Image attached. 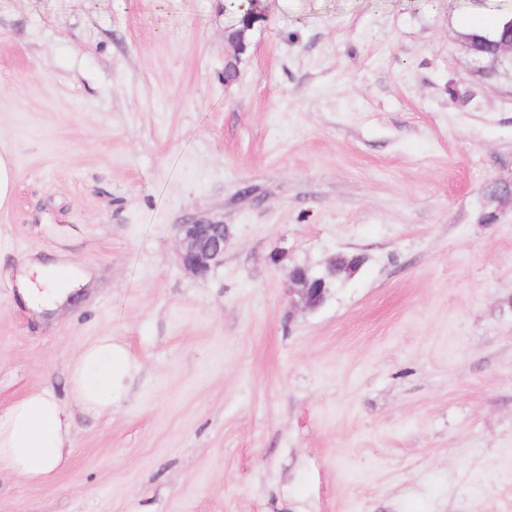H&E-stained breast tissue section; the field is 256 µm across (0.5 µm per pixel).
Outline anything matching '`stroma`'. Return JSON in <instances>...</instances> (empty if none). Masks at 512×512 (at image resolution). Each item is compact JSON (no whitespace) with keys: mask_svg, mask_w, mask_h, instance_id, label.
I'll return each mask as SVG.
<instances>
[{"mask_svg":"<svg viewBox=\"0 0 512 512\" xmlns=\"http://www.w3.org/2000/svg\"><path fill=\"white\" fill-rule=\"evenodd\" d=\"M265 6L228 81L224 0H0V414L98 337L133 367L0 512H512V71L464 38L512 0ZM30 258L90 281L34 314ZM226 234L224 224L193 222L178 225L182 267L194 276H206L223 260ZM330 275H333L330 268L324 274L314 272L308 267L303 268V274L297 273L294 269L288 270V288L297 296L296 304L307 311L320 308L332 287L328 279Z\"/></svg>","mask_w":512,"mask_h":512,"instance_id":"stroma-1","label":"stroma"}]
</instances>
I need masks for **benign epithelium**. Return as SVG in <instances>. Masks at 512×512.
Returning a JSON list of instances; mask_svg holds the SVG:
<instances>
[{
    "mask_svg": "<svg viewBox=\"0 0 512 512\" xmlns=\"http://www.w3.org/2000/svg\"><path fill=\"white\" fill-rule=\"evenodd\" d=\"M472 60L491 75L498 65H512V16L506 18L500 34L485 39V44H467ZM227 229L222 224L193 222L180 224L177 228L179 259L189 273L206 276L220 264L224 257V241ZM332 271L317 273L303 268L299 274L290 269L287 272L289 291L297 296L296 304L303 310L314 311L322 306L330 292Z\"/></svg>",
    "mask_w": 512,
    "mask_h": 512,
    "instance_id": "7a95c632",
    "label": "benign epithelium"
}]
</instances>
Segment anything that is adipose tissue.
Here are the masks:
<instances>
[{
    "label": "adipose tissue",
    "mask_w": 512,
    "mask_h": 512,
    "mask_svg": "<svg viewBox=\"0 0 512 512\" xmlns=\"http://www.w3.org/2000/svg\"><path fill=\"white\" fill-rule=\"evenodd\" d=\"M81 278L60 279L53 264L27 262L17 286L32 309L63 306L74 299ZM131 364L111 337H99L69 364L73 401L80 409L100 414L111 411L112 393L129 376ZM73 414L45 387L32 389L0 414V469L32 483L50 481L71 455Z\"/></svg>",
    "instance_id": "1"
}]
</instances>
